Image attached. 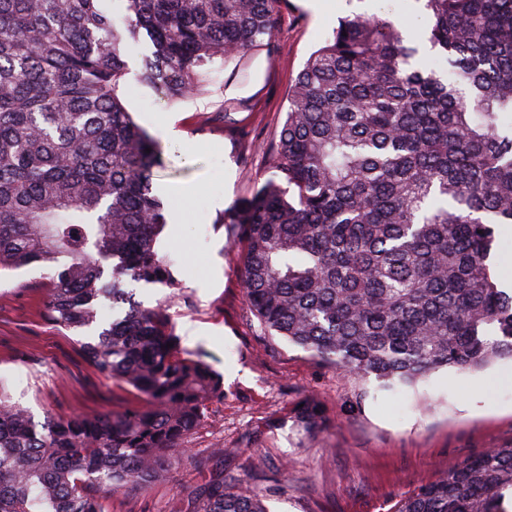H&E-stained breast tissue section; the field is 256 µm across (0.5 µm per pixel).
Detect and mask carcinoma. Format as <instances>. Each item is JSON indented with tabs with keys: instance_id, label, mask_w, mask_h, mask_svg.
I'll use <instances>...</instances> for the list:
<instances>
[{
	"instance_id": "cac0c4a2",
	"label": "carcinoma",
	"mask_w": 512,
	"mask_h": 512,
	"mask_svg": "<svg viewBox=\"0 0 512 512\" xmlns=\"http://www.w3.org/2000/svg\"><path fill=\"white\" fill-rule=\"evenodd\" d=\"M0 0V275L48 271V318L87 363L139 398L122 411L34 421L0 381V512H107L89 487L167 479L223 378L184 351L166 308L160 149L125 105L141 79L170 103L271 41L281 0ZM416 41L349 16L288 86L272 177L220 215L250 314L271 336L354 377L407 387L512 359V294L491 270L512 224V0H422ZM172 347H167V344ZM321 428L314 405L297 415ZM224 448L183 512H270L224 476ZM512 445L488 448L397 512H512Z\"/></svg>"
}]
</instances>
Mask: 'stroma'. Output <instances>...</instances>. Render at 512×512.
I'll return each instance as SVG.
<instances>
[{
  "instance_id": "1",
  "label": "stroma",
  "mask_w": 512,
  "mask_h": 512,
  "mask_svg": "<svg viewBox=\"0 0 512 512\" xmlns=\"http://www.w3.org/2000/svg\"><path fill=\"white\" fill-rule=\"evenodd\" d=\"M421 30L419 0H336L317 13L284 0L271 43L240 65L213 75V92L168 105L141 82L130 58L127 107L158 142L165 166L153 186L167 207L160 247L176 261V290L144 289L146 304L166 302L185 350L204 351L224 379V397L189 444L194 460L146 489H96L108 512H180L200 481L195 464L210 448H229L224 470L266 493L271 512H396L419 486L466 457L512 443V360L483 369L438 372L397 391L375 378H353L264 332L250 315L238 258L216 219L268 178L255 140L286 116L289 84L310 53L349 14ZM235 102L229 122L216 120ZM47 281L26 268L0 282V379L35 421L98 414L136 402L125 384L102 377L83 358L76 336L45 316ZM314 401L324 416L310 434L296 422Z\"/></svg>"
}]
</instances>
